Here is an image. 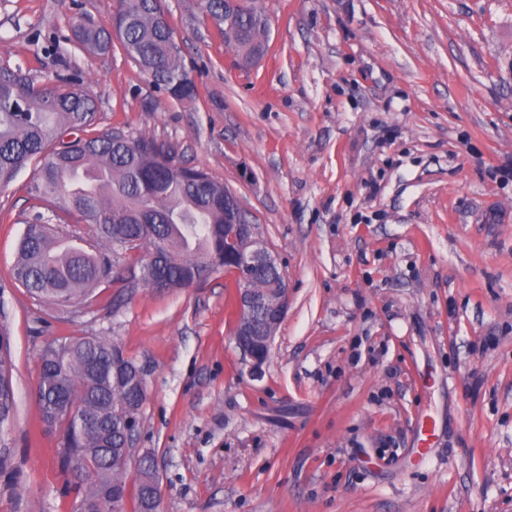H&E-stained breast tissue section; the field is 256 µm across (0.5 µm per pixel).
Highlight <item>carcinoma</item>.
Returning <instances> with one entry per match:
<instances>
[{
	"mask_svg": "<svg viewBox=\"0 0 512 512\" xmlns=\"http://www.w3.org/2000/svg\"><path fill=\"white\" fill-rule=\"evenodd\" d=\"M160 0H117L107 25L81 15L70 27L88 51L105 53L118 39L128 58L155 86L179 99L195 95L169 24L159 20ZM204 10L222 30L224 44L246 59L262 55L269 36L260 0H205ZM93 97L73 85L37 86L20 70L0 66V188L34 165L33 192L58 202L91 224L98 245H64L43 214L28 218L12 270L34 297L59 307L90 296L120 278L115 255L143 267L139 284L156 291L184 288L212 269L235 268L244 240L229 238L227 225L239 201L201 168L174 164L164 146L138 137L130 147L110 134L88 133ZM84 132L71 140L64 136ZM146 250L150 263L138 257ZM273 266L251 282L260 291L281 281ZM138 364L110 341L83 337L49 344L41 358L38 408L47 425L61 429V454L77 512H142L139 486L122 485L123 448L139 428L145 393L137 388ZM15 414L12 363L0 337V430Z\"/></svg>",
	"mask_w": 512,
	"mask_h": 512,
	"instance_id": "carcinoma-1",
	"label": "carcinoma"
}]
</instances>
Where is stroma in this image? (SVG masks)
Returning <instances> with one entry per match:
<instances>
[{
	"label": "stroma",
	"mask_w": 512,
	"mask_h": 512,
	"mask_svg": "<svg viewBox=\"0 0 512 512\" xmlns=\"http://www.w3.org/2000/svg\"><path fill=\"white\" fill-rule=\"evenodd\" d=\"M196 86L159 91L69 21L115 0H0V65L78 78L93 129L147 136L250 213L290 305L261 379L233 340L218 269L159 292L117 280L67 308L10 278L25 169L0 190V332L16 413L0 512H72L61 434L33 400L52 341L100 337L146 374L141 455L161 512H512V0H263L267 51L240 64L201 0H163ZM436 425L417 458L422 421Z\"/></svg>",
	"instance_id": "1"
}]
</instances>
